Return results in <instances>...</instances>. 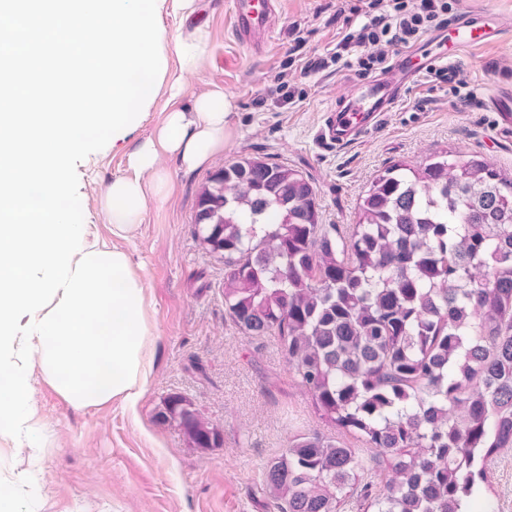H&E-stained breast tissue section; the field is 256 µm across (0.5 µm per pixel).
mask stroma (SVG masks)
Wrapping results in <instances>:
<instances>
[{"mask_svg":"<svg viewBox=\"0 0 512 512\" xmlns=\"http://www.w3.org/2000/svg\"><path fill=\"white\" fill-rule=\"evenodd\" d=\"M276 33L261 55L236 44L229 0H199L188 17L163 9L167 77L139 125L77 166L78 193L90 236L126 251L144 281L155 367L135 408L121 402L78 410L51 387H37L39 416L50 436L46 486L35 512H269L261 491L267 463L293 437L336 428L316 414L309 393L289 371L278 337L244 336L224 311V263L201 245L195 226L197 194L209 172L244 157H261L298 170L313 185L320 221L356 222L359 205L386 167L419 166L450 152L479 154L512 176V138L488 106L499 83L512 79V30L499 40L451 53L464 71L466 96L415 83L360 142H321L323 115L357 92L355 72L328 68L309 75L308 60L335 52L344 0H280ZM209 33L207 58L185 75L181 105L220 88L229 97V137L209 166L185 172L163 156L175 185L147 203L144 220L118 238L102 207L113 178L129 174V156L166 115L170 77L178 65L177 35L197 27ZM180 393L224 434L219 448L190 447L182 432L160 421L164 398ZM490 505L512 512V448L488 465Z\"/></svg>","mask_w":512,"mask_h":512,"instance_id":"stroma-1","label":"stroma"}]
</instances>
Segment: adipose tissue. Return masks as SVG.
Instances as JSON below:
<instances>
[{
  "label": "adipose tissue",
  "mask_w": 512,
  "mask_h": 512,
  "mask_svg": "<svg viewBox=\"0 0 512 512\" xmlns=\"http://www.w3.org/2000/svg\"><path fill=\"white\" fill-rule=\"evenodd\" d=\"M209 34L198 28L175 40L179 77L173 78V90H180V77L198 70L205 58ZM231 103L223 90L214 89L196 96L189 107L169 110L153 137L143 141L130 155L131 174L119 176L108 185L103 207L116 237H127L142 223L149 197L165 198L173 184L161 165L162 155L177 157L186 171L206 165L224 149L229 136L228 115ZM21 439L26 465L0 474V512H30L32 500L45 487L44 450L48 438L40 419L25 423Z\"/></svg>",
  "instance_id": "adipose-tissue-1"
}]
</instances>
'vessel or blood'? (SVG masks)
Masks as SVG:
<instances>
[{
	"label": "vessel or blood",
	"instance_id": "vessel-or-blood-1",
	"mask_svg": "<svg viewBox=\"0 0 512 512\" xmlns=\"http://www.w3.org/2000/svg\"><path fill=\"white\" fill-rule=\"evenodd\" d=\"M232 31L237 43L261 51L272 38L276 15L270 0H230ZM453 28L461 33V46L481 47L496 39L498 32L479 23L472 12H464ZM411 53L400 55L386 82L368 81L359 93L336 103L326 112L322 135L326 142L343 146L360 139L372 125L373 115L386 111L401 93L410 72ZM489 106L498 112L502 132H512V83L503 82L490 98Z\"/></svg>",
	"mask_w": 512,
	"mask_h": 512
}]
</instances>
